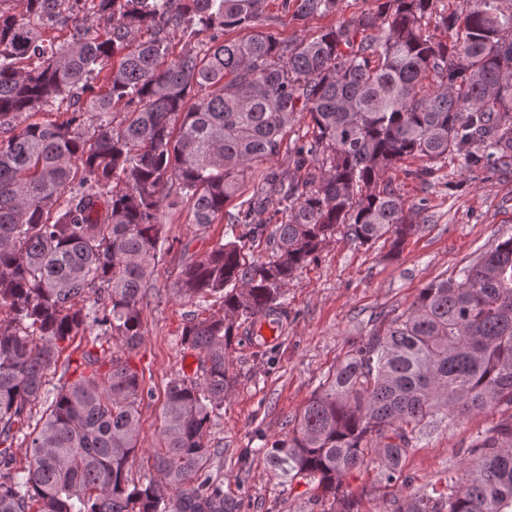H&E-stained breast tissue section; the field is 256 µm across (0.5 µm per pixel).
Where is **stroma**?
I'll return each mask as SVG.
<instances>
[{
    "mask_svg": "<svg viewBox=\"0 0 512 512\" xmlns=\"http://www.w3.org/2000/svg\"><path fill=\"white\" fill-rule=\"evenodd\" d=\"M377 6L378 0H340L335 13L299 20L283 11L281 0H268L258 28L292 40L357 19ZM427 164V159L411 157L390 173L414 226L400 247H393L386 236L362 245L337 229L286 287L287 313L267 354L259 353L249 333H239L230 354L232 387L204 442L213 454L212 471L223 480L225 493L242 499V512H322L315 484L295 478L293 471L271 469L263 449L285 438L346 353L383 332L391 318L411 306L421 288L457 275L483 252L512 237L511 168L465 170L452 157L436 163L433 178L425 184L414 173ZM190 219L191 203L184 198L162 210L171 249L161 256L150 282L162 298L143 308L139 346L126 350L93 327L65 346L49 374L53 385L70 382L83 353L102 348L115 351L139 373L146 394L139 406L142 452L131 462L136 476L143 472L146 451L158 442L169 384L198 368L197 354L181 343L195 304L174 292L178 269L186 256L203 255L226 239V219L205 229ZM511 418L512 409L501 406L424 428L403 463V486L380 484L373 462L349 475L345 484L360 498L361 512H392L395 500L430 484L444 485L448 472L463 476L480 459L477 438Z\"/></svg>",
    "mask_w": 512,
    "mask_h": 512,
    "instance_id": "35a3bbf8",
    "label": "stroma"
}]
</instances>
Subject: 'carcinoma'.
<instances>
[{"label": "carcinoma", "mask_w": 512, "mask_h": 512, "mask_svg": "<svg viewBox=\"0 0 512 512\" xmlns=\"http://www.w3.org/2000/svg\"><path fill=\"white\" fill-rule=\"evenodd\" d=\"M11 2L0 9V512H242L204 444L231 388L240 328L284 313V287L336 227L361 244L387 234L402 243L413 225L388 177L401 160L455 156L469 169L512 157V6L469 0L458 16L439 0H382L355 23L282 41L256 30L266 0H92L90 12L82 0ZM337 2L282 6L321 16ZM431 21L456 38L435 39ZM66 22L67 46L47 47L42 30ZM194 29L209 41L172 54L170 32ZM230 30L251 34L222 39ZM60 97L74 106L66 121H27ZM297 112L313 135L290 162L310 178L266 170L229 216L241 232L180 266L176 294L200 307L214 298L222 314L184 327L199 373L168 386L150 473L136 480L138 372L90 351L70 383L48 388L49 371L90 326L128 350L140 344L167 243L163 189L191 198L192 223L207 227L247 174L280 154ZM267 210L283 214L270 231L252 223ZM265 234L271 255L247 261L246 243ZM50 394L31 424L32 404ZM502 405L512 407V237L350 350L264 456L317 482L324 512H360L343 482L366 459L395 487L423 428ZM477 447L484 455L466 482L450 475L446 492L425 489L394 512H512V421ZM163 485L177 496L165 498Z\"/></svg>", "instance_id": "cac0c4a2"}]
</instances>
